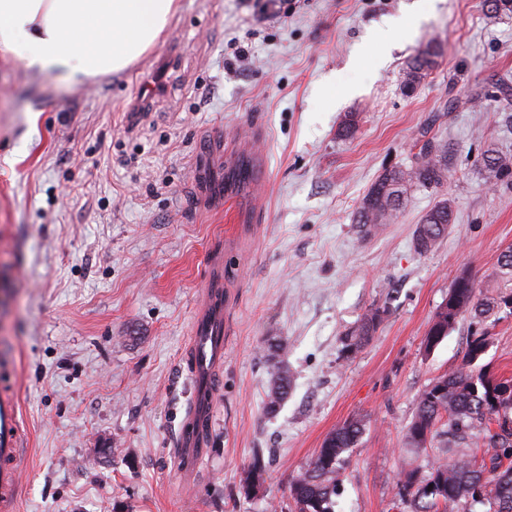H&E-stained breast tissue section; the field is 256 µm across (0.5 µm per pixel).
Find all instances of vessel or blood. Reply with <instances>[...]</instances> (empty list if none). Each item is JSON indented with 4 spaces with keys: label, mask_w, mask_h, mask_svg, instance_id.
I'll use <instances>...</instances> for the list:
<instances>
[{
    "label": "vessel or blood",
    "mask_w": 512,
    "mask_h": 512,
    "mask_svg": "<svg viewBox=\"0 0 512 512\" xmlns=\"http://www.w3.org/2000/svg\"><path fill=\"white\" fill-rule=\"evenodd\" d=\"M190 373L196 391L188 407L175 450L184 473L199 467L205 434L212 425L211 406L215 395L218 368L224 360V303L222 283L215 280L191 330ZM25 431L19 399L12 387H0V512H14L15 490L19 483V462L25 446Z\"/></svg>",
    "instance_id": "1"
}]
</instances>
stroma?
<instances>
[{"mask_svg":"<svg viewBox=\"0 0 512 512\" xmlns=\"http://www.w3.org/2000/svg\"><path fill=\"white\" fill-rule=\"evenodd\" d=\"M127 69L70 91L0 58V360L13 362L28 441L16 512H294L287 485L351 416L334 512H408L402 470L444 460L406 447L420 393L486 339L479 367L512 377V310L425 336L456 278L512 294V16L484 0H178ZM434 68L406 90L427 46ZM156 95L134 115L140 80ZM349 138L339 126L348 113ZM453 179L408 190L394 223L354 216L378 174L428 139ZM265 169L241 178L253 154ZM456 221L430 253L414 231L440 199ZM224 285V364L206 453L174 450L194 382L191 322ZM382 320L346 355L341 338ZM281 340L291 389L265 410ZM266 466L253 495L241 485ZM481 171L489 186L512 181V155L488 150L483 157ZM380 320L381 311L379 308L365 314L357 325L345 333L342 340L343 351L350 354L363 348L376 332Z\"/></svg>","mask_w":512,"mask_h":512,"instance_id":"stroma-1","label":"stroma"}]
</instances>
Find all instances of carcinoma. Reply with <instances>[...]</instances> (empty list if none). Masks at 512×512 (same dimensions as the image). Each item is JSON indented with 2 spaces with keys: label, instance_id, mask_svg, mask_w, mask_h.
<instances>
[{
  "label": "carcinoma",
  "instance_id": "obj_1",
  "mask_svg": "<svg viewBox=\"0 0 512 512\" xmlns=\"http://www.w3.org/2000/svg\"><path fill=\"white\" fill-rule=\"evenodd\" d=\"M435 53L427 49L417 54L407 73V82L418 83L435 64ZM453 150L448 144L425 141L405 168L384 170L372 183L356 209V223L362 227L387 224L400 212L407 189L416 186L437 189L455 174ZM482 176L485 183L494 186L512 181V155L489 150L483 157ZM454 223V208L450 200L437 201L422 217L415 231V248L419 254L434 250ZM448 300L455 301L456 321L448 323V316L437 312L431 329L448 336L456 322L470 317L482 321L496 313L506 303L504 296L477 295L476 287L463 288L454 283ZM381 320L380 309L365 314L350 328L342 340L343 351L355 353L363 348L376 332ZM485 342L476 337L467 347L460 368L439 377L418 397L415 414L405 433L409 448L421 449L436 437V425L447 419L448 448L460 449L452 465H435L429 474L418 470L403 473L399 481L400 501L410 512H458L460 506L475 501L474 486L484 482L489 486L486 501L489 512H512V400L500 396L501 388L512 380L495 378L482 370H475L474 347ZM291 377L284 366L272 373L267 408L276 410L287 397ZM363 417L354 415L336 430L330 432L305 471L297 474L288 486L289 496L297 512H333L336 495V473L343 463V454L360 440L365 431ZM471 448L484 449L482 460L468 453ZM262 473L261 459L253 461L243 481L245 494L255 489ZM433 482L437 492H427Z\"/></svg>",
  "mask_w": 512,
  "mask_h": 512
}]
</instances>
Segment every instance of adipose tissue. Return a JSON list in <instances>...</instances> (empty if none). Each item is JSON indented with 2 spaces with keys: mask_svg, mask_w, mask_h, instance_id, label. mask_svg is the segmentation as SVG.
Masks as SVG:
<instances>
[{
  "mask_svg": "<svg viewBox=\"0 0 512 512\" xmlns=\"http://www.w3.org/2000/svg\"><path fill=\"white\" fill-rule=\"evenodd\" d=\"M176 9L177 0H0V54L69 88L126 69Z\"/></svg>",
  "mask_w": 512,
  "mask_h": 512,
  "instance_id": "obj_1",
  "label": "adipose tissue"
}]
</instances>
